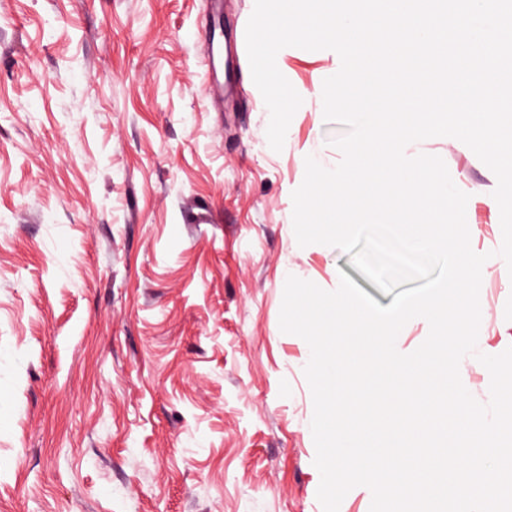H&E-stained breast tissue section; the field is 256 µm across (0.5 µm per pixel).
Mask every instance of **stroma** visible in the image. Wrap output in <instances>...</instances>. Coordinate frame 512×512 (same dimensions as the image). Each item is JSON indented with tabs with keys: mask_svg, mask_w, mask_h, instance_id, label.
I'll use <instances>...</instances> for the list:
<instances>
[{
	"mask_svg": "<svg viewBox=\"0 0 512 512\" xmlns=\"http://www.w3.org/2000/svg\"><path fill=\"white\" fill-rule=\"evenodd\" d=\"M212 0H0V512H323L310 348L282 333L288 276L347 275L299 246L291 195L306 157L341 159L325 121L334 51L286 47L303 99L282 151L248 55L231 92L207 57ZM470 199L472 249L502 242L493 172L434 137ZM476 351L512 346V279L482 282Z\"/></svg>",
	"mask_w": 512,
	"mask_h": 512,
	"instance_id": "35a3bbf8",
	"label": "stroma"
}]
</instances>
